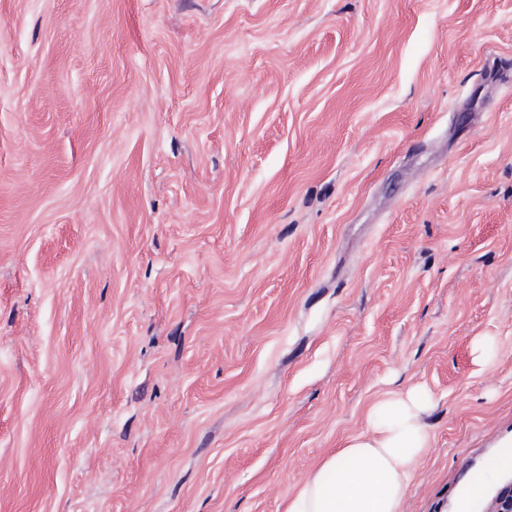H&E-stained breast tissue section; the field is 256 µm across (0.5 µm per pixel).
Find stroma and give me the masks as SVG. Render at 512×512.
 I'll return each instance as SVG.
<instances>
[{
	"label": "stroma",
	"mask_w": 512,
	"mask_h": 512,
	"mask_svg": "<svg viewBox=\"0 0 512 512\" xmlns=\"http://www.w3.org/2000/svg\"><path fill=\"white\" fill-rule=\"evenodd\" d=\"M416 385L488 512L512 0H0V512H284Z\"/></svg>",
	"instance_id": "obj_1"
}]
</instances>
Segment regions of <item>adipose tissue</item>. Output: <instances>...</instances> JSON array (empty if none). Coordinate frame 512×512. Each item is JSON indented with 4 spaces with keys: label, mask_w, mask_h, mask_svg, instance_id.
Returning <instances> with one entry per match:
<instances>
[{
    "label": "adipose tissue",
    "mask_w": 512,
    "mask_h": 512,
    "mask_svg": "<svg viewBox=\"0 0 512 512\" xmlns=\"http://www.w3.org/2000/svg\"><path fill=\"white\" fill-rule=\"evenodd\" d=\"M430 394L416 387L378 401L365 432L299 484L285 512H403L431 436Z\"/></svg>",
    "instance_id": "obj_1"
}]
</instances>
